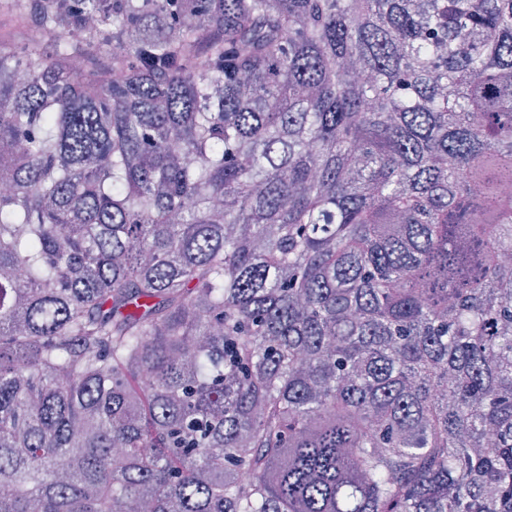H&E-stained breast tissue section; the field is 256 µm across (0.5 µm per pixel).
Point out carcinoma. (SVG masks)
Segmentation results:
<instances>
[{
	"instance_id": "obj_1",
	"label": "carcinoma",
	"mask_w": 512,
	"mask_h": 512,
	"mask_svg": "<svg viewBox=\"0 0 512 512\" xmlns=\"http://www.w3.org/2000/svg\"><path fill=\"white\" fill-rule=\"evenodd\" d=\"M3 8L0 512H512V0Z\"/></svg>"
}]
</instances>
